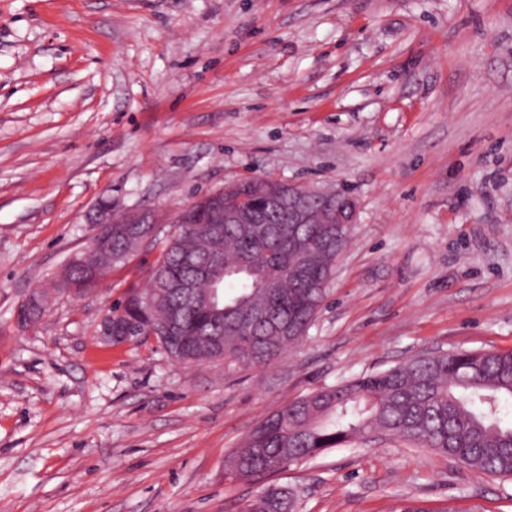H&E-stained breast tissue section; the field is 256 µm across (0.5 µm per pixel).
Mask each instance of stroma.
Here are the masks:
<instances>
[{
  "mask_svg": "<svg viewBox=\"0 0 512 512\" xmlns=\"http://www.w3.org/2000/svg\"><path fill=\"white\" fill-rule=\"evenodd\" d=\"M257 176L359 205L270 363L97 341L155 245L15 326L101 199L171 213ZM432 350H512V0H0V512H247L269 486L299 512H512V477L398 439L226 475L289 402Z\"/></svg>",
  "mask_w": 512,
  "mask_h": 512,
  "instance_id": "obj_1",
  "label": "stroma"
}]
</instances>
